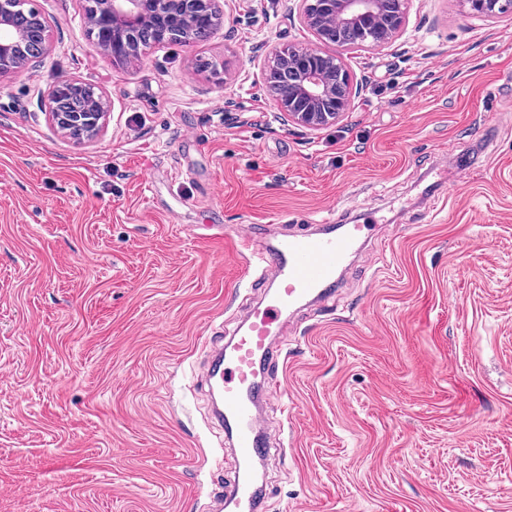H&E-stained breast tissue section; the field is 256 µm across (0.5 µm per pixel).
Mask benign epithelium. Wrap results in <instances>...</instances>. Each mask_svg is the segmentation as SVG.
<instances>
[{"label":"benign epithelium","mask_w":512,"mask_h":512,"mask_svg":"<svg viewBox=\"0 0 512 512\" xmlns=\"http://www.w3.org/2000/svg\"><path fill=\"white\" fill-rule=\"evenodd\" d=\"M467 15L492 21L504 12L505 0H459ZM408 0H335L329 14H324V0H298V16L317 43L315 48L290 47L283 59V70L295 86V94L284 101L276 99L279 111L299 128L315 131L337 122L350 111L361 88L353 83L346 67L344 53L364 47L331 36V29L340 27L385 26L384 36L371 44L383 48L395 41L407 23ZM26 0H0V78L24 72L28 65L52 49L50 24L46 17L34 13L30 21L42 25L45 38L34 49L22 48L25 33L20 24ZM88 21L96 31L98 51L124 62L142 50L162 46L173 32L193 17L207 18L211 33L224 24L223 0H87ZM151 28L153 36L139 43V33ZM107 100L103 93H92L76 112L49 116L58 131L76 144L96 139L104 129Z\"/></svg>","instance_id":"1"}]
</instances>
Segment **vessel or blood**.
Wrapping results in <instances>:
<instances>
[{
    "label": "vessel or blood",
    "instance_id": "b4317fda",
    "mask_svg": "<svg viewBox=\"0 0 512 512\" xmlns=\"http://www.w3.org/2000/svg\"><path fill=\"white\" fill-rule=\"evenodd\" d=\"M366 231V225L348 224L338 232L316 228L271 239L263 225L245 224L232 236L248 266L260 271L274 289L227 342L202 340L211 353L203 379L218 393L214 416L236 457V477L225 503L238 512H255L259 488L252 469L269 453L258 434L261 404L284 391L281 381H259L261 365L285 334L290 311L321 299L334 286Z\"/></svg>",
    "mask_w": 512,
    "mask_h": 512
}]
</instances>
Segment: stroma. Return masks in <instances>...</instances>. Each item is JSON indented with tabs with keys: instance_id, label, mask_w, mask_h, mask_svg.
Here are the masks:
<instances>
[{
	"instance_id": "1",
	"label": "stroma",
	"mask_w": 512,
	"mask_h": 512,
	"mask_svg": "<svg viewBox=\"0 0 512 512\" xmlns=\"http://www.w3.org/2000/svg\"><path fill=\"white\" fill-rule=\"evenodd\" d=\"M53 48L0 80V512H212L234 476L199 337L265 290L226 228L371 230L298 313L264 409V512H512V20L413 0L346 56L362 95L305 135L266 72L310 47L292 0H224L208 41L122 63L82 0H30ZM104 92L77 145L45 90Z\"/></svg>"
}]
</instances>
